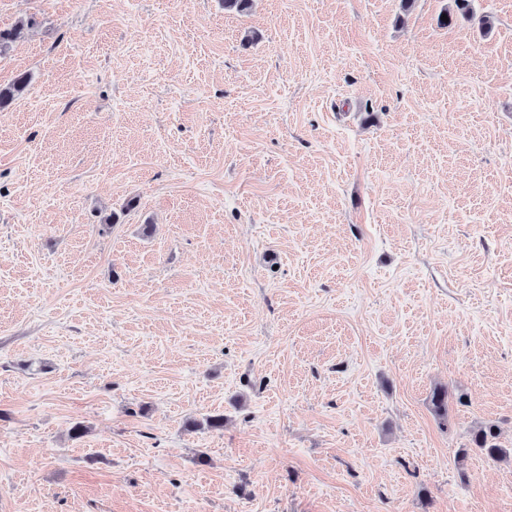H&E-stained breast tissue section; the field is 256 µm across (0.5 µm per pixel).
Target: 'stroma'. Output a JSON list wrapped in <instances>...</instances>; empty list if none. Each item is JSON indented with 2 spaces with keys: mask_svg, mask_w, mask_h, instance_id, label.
<instances>
[{
  "mask_svg": "<svg viewBox=\"0 0 512 512\" xmlns=\"http://www.w3.org/2000/svg\"><path fill=\"white\" fill-rule=\"evenodd\" d=\"M454 8L0 0V512H512V0ZM497 432L492 426L478 430L471 438V448L485 456L495 459L506 454V449L496 442Z\"/></svg>",
  "mask_w": 512,
  "mask_h": 512,
  "instance_id": "35a3bbf8",
  "label": "stroma"
}]
</instances>
